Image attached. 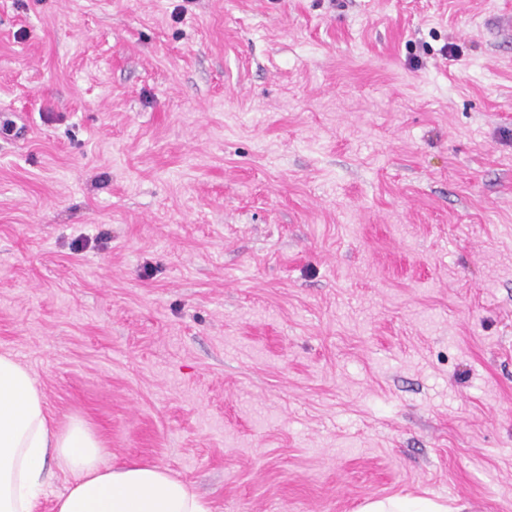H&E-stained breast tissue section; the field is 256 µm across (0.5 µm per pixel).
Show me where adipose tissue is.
<instances>
[{
  "instance_id": "adipose-tissue-1",
  "label": "adipose tissue",
  "mask_w": 512,
  "mask_h": 512,
  "mask_svg": "<svg viewBox=\"0 0 512 512\" xmlns=\"http://www.w3.org/2000/svg\"><path fill=\"white\" fill-rule=\"evenodd\" d=\"M79 419L54 426L35 376L0 353V512H34L53 470L71 480L54 512H211L207 501L163 467L112 466Z\"/></svg>"
}]
</instances>
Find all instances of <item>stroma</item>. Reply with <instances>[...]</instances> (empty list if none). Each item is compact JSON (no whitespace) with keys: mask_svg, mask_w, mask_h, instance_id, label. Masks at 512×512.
Instances as JSON below:
<instances>
[{"mask_svg":"<svg viewBox=\"0 0 512 512\" xmlns=\"http://www.w3.org/2000/svg\"><path fill=\"white\" fill-rule=\"evenodd\" d=\"M212 512H512V0H0V353Z\"/></svg>","mask_w":512,"mask_h":512,"instance_id":"1","label":"stroma"}]
</instances>
